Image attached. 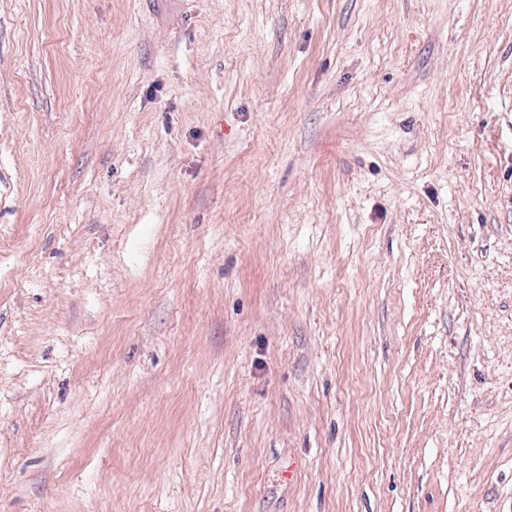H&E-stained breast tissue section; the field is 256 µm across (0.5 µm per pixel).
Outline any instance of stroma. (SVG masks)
I'll return each instance as SVG.
<instances>
[{"label": "stroma", "mask_w": 512, "mask_h": 512, "mask_svg": "<svg viewBox=\"0 0 512 512\" xmlns=\"http://www.w3.org/2000/svg\"><path fill=\"white\" fill-rule=\"evenodd\" d=\"M0 512H512V0H0Z\"/></svg>", "instance_id": "stroma-1"}]
</instances>
